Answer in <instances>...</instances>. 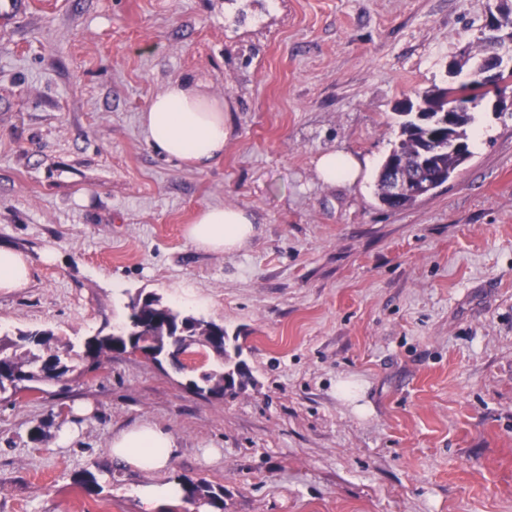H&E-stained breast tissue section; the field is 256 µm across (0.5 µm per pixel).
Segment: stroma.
<instances>
[{"mask_svg": "<svg viewBox=\"0 0 512 512\" xmlns=\"http://www.w3.org/2000/svg\"><path fill=\"white\" fill-rule=\"evenodd\" d=\"M0 0V244L34 260L0 292V334L109 333L138 293L223 324L250 376L207 398L139 355L0 394V512H140L113 433L173 434L165 477L224 512H512V109L447 183L391 209L378 170L397 107L447 86L497 0ZM229 107L198 171L139 117L175 78ZM369 159L330 185L318 156ZM238 205L260 233L214 254L184 235ZM363 387L364 413L338 392Z\"/></svg>", "mask_w": 512, "mask_h": 512, "instance_id": "1", "label": "stroma"}]
</instances>
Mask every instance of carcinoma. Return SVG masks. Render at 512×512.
I'll list each match as a JSON object with an SVG mask.
<instances>
[{
  "instance_id": "carcinoma-1",
  "label": "carcinoma",
  "mask_w": 512,
  "mask_h": 512,
  "mask_svg": "<svg viewBox=\"0 0 512 512\" xmlns=\"http://www.w3.org/2000/svg\"><path fill=\"white\" fill-rule=\"evenodd\" d=\"M498 33L481 39L477 52L466 53L464 57L471 62L466 79L452 81L448 87L423 95L417 103H413L400 115V140L389 157L404 162V173L410 179L420 176L426 178L433 174L442 175L448 181L463 164L462 158L448 151V142H460L469 146L468 127L474 119V110L482 104L486 93L482 91L484 82L483 56L489 41H494L499 49L512 57V7L501 3L497 5ZM448 112L457 113V121L452 127L437 126L435 119ZM156 295L149 294L144 299L132 300L131 306L137 307L136 323L144 326L143 332H134L129 323H124L121 331L125 335L141 338L142 334L151 335L152 341L166 350V355L174 358L178 353H185L193 346L206 347L201 336L225 335L224 326L214 322H205L190 314L163 307L155 301ZM186 336L189 341L177 347H171L167 336ZM55 335L51 331H21L14 337L7 335L0 338V392L17 393L30 388V383L40 377L25 368L40 363L39 371L57 372L64 375L74 372L72 365H61L62 356H70L74 344L65 345L64 354H59L53 346ZM112 353V334H98L84 339L77 357L83 362L85 371H93L99 367L101 360ZM222 360L221 365L202 375V379L213 389H219L224 382V371L230 363L229 353L216 354ZM190 498L200 500L207 505L223 512V492L215 491L212 485L188 481L185 483Z\"/></svg>"
}]
</instances>
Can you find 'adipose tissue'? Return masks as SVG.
I'll return each instance as SVG.
<instances>
[{
	"instance_id": "adipose-tissue-1",
	"label": "adipose tissue",
	"mask_w": 512,
	"mask_h": 512,
	"mask_svg": "<svg viewBox=\"0 0 512 512\" xmlns=\"http://www.w3.org/2000/svg\"><path fill=\"white\" fill-rule=\"evenodd\" d=\"M146 143L160 156L203 171L224 155L229 130L224 102L206 93L201 83L177 78L151 100L139 118ZM258 234L252 213L240 206L207 205L185 229L186 238L198 249L230 253L247 246ZM31 257L0 245V291L26 288L32 279ZM170 432L144 420L113 434L109 454L114 461L145 477L136 488L143 512L183 505L187 492L179 481L163 480L175 456Z\"/></svg>"
}]
</instances>
